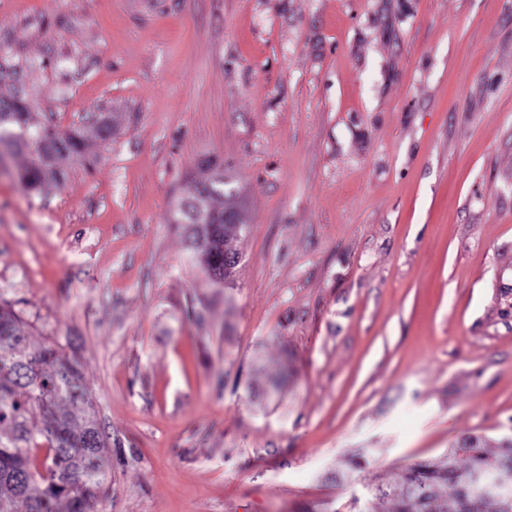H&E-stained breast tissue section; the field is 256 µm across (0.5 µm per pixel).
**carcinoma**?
<instances>
[{
    "label": "carcinoma",
    "mask_w": 512,
    "mask_h": 512,
    "mask_svg": "<svg viewBox=\"0 0 512 512\" xmlns=\"http://www.w3.org/2000/svg\"><path fill=\"white\" fill-rule=\"evenodd\" d=\"M84 147L79 129L31 125L29 104L20 92L0 97V149L26 156L19 178L24 192L60 182L70 164L83 157ZM200 165L210 177L179 201L174 217L184 220L180 228L192 259L213 282L221 279L226 285L238 262L231 243L247 221L240 191L224 175V164L208 158ZM197 204L206 213L233 210L236 223L196 224L192 212ZM74 406L92 408L78 361L50 343L29 347L21 318L0 306V507L7 512H57L62 503L66 512H91L108 480L105 441L93 416L74 425ZM43 448L47 454L39 465L36 452ZM489 469L512 480V440L490 454L481 439L465 438L444 457L409 466L398 482L380 480L373 494L392 504L393 512H443L441 502L451 490L454 512H460L463 479ZM468 512H512V498L475 495Z\"/></svg>",
    "instance_id": "carcinoma-1"
}]
</instances>
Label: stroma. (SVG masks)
<instances>
[{
  "label": "stroma",
  "mask_w": 512,
  "mask_h": 512,
  "mask_svg": "<svg viewBox=\"0 0 512 512\" xmlns=\"http://www.w3.org/2000/svg\"><path fill=\"white\" fill-rule=\"evenodd\" d=\"M86 127L23 193L0 299L79 363L93 512H375L381 477L512 438V0H0V94ZM223 160L234 287L177 200Z\"/></svg>",
  "instance_id": "35a3bbf8"
}]
</instances>
